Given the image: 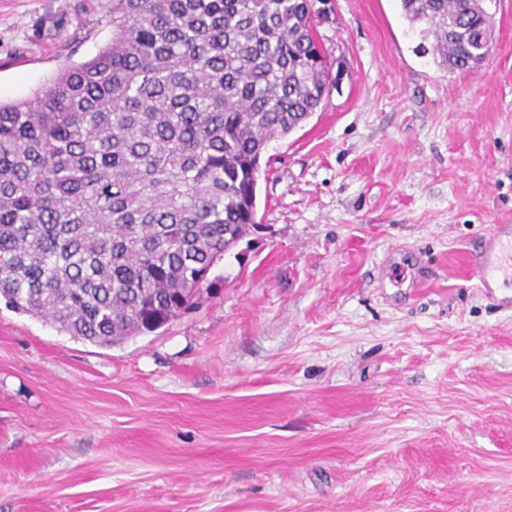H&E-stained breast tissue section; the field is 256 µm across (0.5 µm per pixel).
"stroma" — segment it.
I'll return each instance as SVG.
<instances>
[{
  "label": "stroma",
  "instance_id": "35a3bbf8",
  "mask_svg": "<svg viewBox=\"0 0 512 512\" xmlns=\"http://www.w3.org/2000/svg\"><path fill=\"white\" fill-rule=\"evenodd\" d=\"M338 89L273 140L260 230L109 348L0 304V512H512V0L448 73L399 0H331ZM112 0H0V102L111 39ZM509 224H495L482 240L476 256L475 276L477 287L484 295L502 308H511L512 301L499 298L494 288L512 281V232Z\"/></svg>",
  "mask_w": 512,
  "mask_h": 512
}]
</instances>
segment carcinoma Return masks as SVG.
Masks as SVG:
<instances>
[{"label": "carcinoma", "instance_id": "carcinoma-1", "mask_svg": "<svg viewBox=\"0 0 512 512\" xmlns=\"http://www.w3.org/2000/svg\"><path fill=\"white\" fill-rule=\"evenodd\" d=\"M314 0H112V39L0 103V299L111 347L154 332L256 223L255 164L326 99ZM417 50L484 61L492 0H400Z\"/></svg>", "mask_w": 512, "mask_h": 512}]
</instances>
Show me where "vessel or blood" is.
I'll list each match as a JSON object with an SVG mask.
<instances>
[{
    "instance_id": "obj_1",
    "label": "vessel or blood",
    "mask_w": 512,
    "mask_h": 512,
    "mask_svg": "<svg viewBox=\"0 0 512 512\" xmlns=\"http://www.w3.org/2000/svg\"><path fill=\"white\" fill-rule=\"evenodd\" d=\"M475 276L478 288L489 300L497 301L504 308L512 304L495 293L499 285L512 282V230L507 225H494L482 240L476 256Z\"/></svg>"
}]
</instances>
